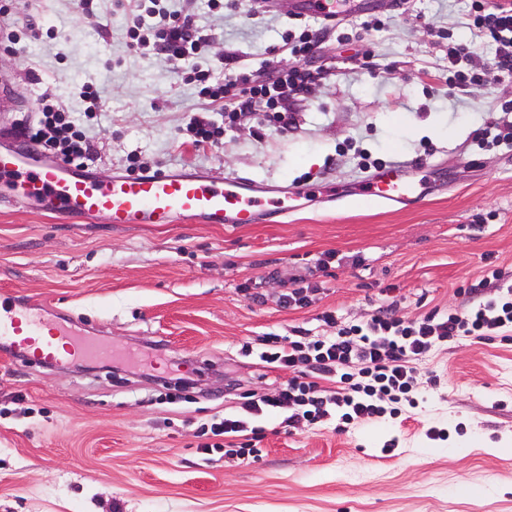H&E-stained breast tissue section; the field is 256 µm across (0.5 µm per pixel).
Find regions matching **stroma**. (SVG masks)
Instances as JSON below:
<instances>
[{
	"label": "stroma",
	"instance_id": "35a3bbf8",
	"mask_svg": "<svg viewBox=\"0 0 512 512\" xmlns=\"http://www.w3.org/2000/svg\"><path fill=\"white\" fill-rule=\"evenodd\" d=\"M332 3L380 20L365 37L371 67L344 64L326 35L307 66L332 74L294 103L292 128L245 116L199 151L186 131L199 89L165 55L130 46L125 0L86 11L34 0L25 13L0 0V27L18 34L0 36L1 151L27 150L18 129L47 92L84 130L98 176L138 163L311 190L277 223L112 226L12 204L15 185L0 180V294L122 351L104 370L42 367L0 339V512H512V342L441 346L419 365L408 420L288 431L269 414L254 457L201 447L199 426L234 413V385L271 393L287 380L254 354L258 336L332 334L322 312L366 321L387 288L407 318L445 312L492 270L512 273V150L473 143L500 121L512 81L466 97L430 76L449 43L469 41L468 0ZM166 5L214 32L204 68L230 53L253 69L288 66L285 32L318 24L302 0H266L259 18L246 0ZM86 87L103 101L92 118ZM361 152L411 164L424 198L386 206L353 194ZM296 285L303 304L281 306ZM181 376L193 380L185 400Z\"/></svg>",
	"mask_w": 512,
	"mask_h": 512
}]
</instances>
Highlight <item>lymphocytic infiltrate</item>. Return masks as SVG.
Masks as SVG:
<instances>
[{
	"label": "lymphocytic infiltrate",
	"instance_id": "obj_1",
	"mask_svg": "<svg viewBox=\"0 0 512 512\" xmlns=\"http://www.w3.org/2000/svg\"><path fill=\"white\" fill-rule=\"evenodd\" d=\"M151 2L128 31L132 48L144 52L155 46L169 59L182 61L188 80L199 85L210 111L223 112L225 128H233L242 115L249 114L260 126L287 129L292 102L310 93L330 73L326 67L315 72L305 68L306 59L320 45L319 31L306 27L285 38L295 59L292 66L230 69L215 76L195 61L209 37L194 15L168 10L160 0ZM467 27L474 40L495 46L493 70L481 72L460 69L470 54L469 45L448 50V67L461 93L471 95L512 76V7L498 0H470ZM25 134L33 144L55 150L68 163L80 164L91 156L89 141L71 124L61 105L42 103ZM501 279V271H492L481 282L488 296L445 313L436 309L411 320L400 316L392 302L358 324L341 325L333 314H324L323 322L336 329L332 336L299 331L262 337L260 361L289 371L288 380L271 395L242 391L240 413L214 416L203 424V435L245 457L256 453L262 433L249 420L267 413L282 415L289 427L301 421L312 426L334 414L344 424L400 415L402 403L413 400L419 363L434 350L463 338L491 341L512 328V286L502 287Z\"/></svg>",
	"mask_w": 512,
	"mask_h": 512
}]
</instances>
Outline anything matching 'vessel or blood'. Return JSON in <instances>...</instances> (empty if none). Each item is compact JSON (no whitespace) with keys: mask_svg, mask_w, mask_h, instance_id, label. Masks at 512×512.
<instances>
[{"mask_svg":"<svg viewBox=\"0 0 512 512\" xmlns=\"http://www.w3.org/2000/svg\"><path fill=\"white\" fill-rule=\"evenodd\" d=\"M20 179L15 203L36 204L50 214L76 220L104 217L116 224H172L185 218L199 224H259L283 190L232 177L192 172H157L102 180L94 173L56 160L34 166L24 152L0 153V178ZM382 204L424 196L421 186L406 180L400 166L374 172L354 189ZM0 338L12 339L29 356L49 365L63 358L101 355L93 340L76 337L54 325L42 305L0 297Z\"/></svg>","mask_w":512,"mask_h":512,"instance_id":"1","label":"vessel or blood"}]
</instances>
